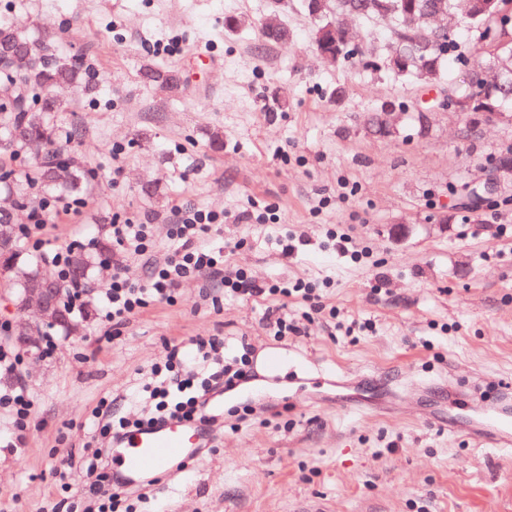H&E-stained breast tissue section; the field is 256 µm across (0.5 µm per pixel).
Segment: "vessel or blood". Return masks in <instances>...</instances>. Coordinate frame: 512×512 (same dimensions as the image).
<instances>
[{"mask_svg":"<svg viewBox=\"0 0 512 512\" xmlns=\"http://www.w3.org/2000/svg\"><path fill=\"white\" fill-rule=\"evenodd\" d=\"M453 412L448 428L476 436L481 444L512 446V384L503 383L494 400L449 398ZM207 438L201 425L170 421L142 427L126 434L112 454V471L121 477V487H134L165 472L177 459L193 456Z\"/></svg>","mask_w":512,"mask_h":512,"instance_id":"vessel-or-blood-1","label":"vessel or blood"}]
</instances>
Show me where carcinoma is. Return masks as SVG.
Returning a JSON list of instances; mask_svg holds the SVG:
<instances>
[{
    "label": "carcinoma",
    "instance_id": "cac0c4a2",
    "mask_svg": "<svg viewBox=\"0 0 512 512\" xmlns=\"http://www.w3.org/2000/svg\"><path fill=\"white\" fill-rule=\"evenodd\" d=\"M303 11L315 22L312 39L316 48L326 40L336 56L329 65L357 58L363 66L384 76L410 78L425 88L444 83L443 65L454 63L468 70L475 81L448 89L470 100L467 130L477 133L482 112L512 114V0H302ZM354 21L373 27L355 43L349 27ZM263 37L269 44L285 43L293 32L277 17L268 18ZM14 48L31 49L30 65L18 72L5 64L0 79H19L24 93L0 100V144L15 155L35 157L32 173L21 177L0 170V188L24 201L31 183L51 194L65 196L83 192L86 175L66 156L56 142L54 117L61 110L63 91L87 94L94 86L77 62L62 63L47 49V40L37 43L27 28L17 22L0 21V41ZM404 106L385 104L364 117L368 129L381 131L383 114ZM17 224L11 212H0V279L12 288L13 301L21 299L39 263L23 259Z\"/></svg>",
    "mask_w": 512,
    "mask_h": 512
}]
</instances>
